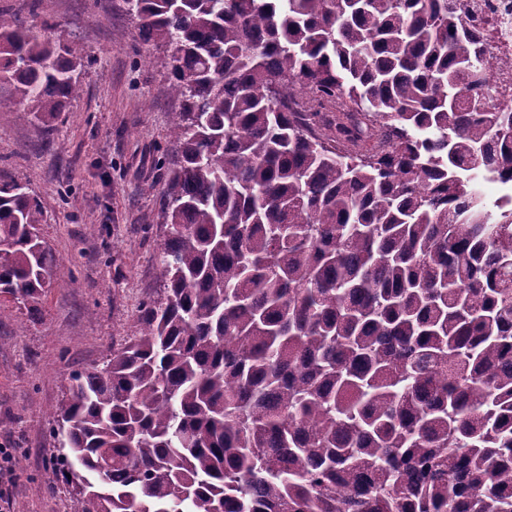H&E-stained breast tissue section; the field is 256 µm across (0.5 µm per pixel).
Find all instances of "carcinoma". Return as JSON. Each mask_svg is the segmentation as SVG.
<instances>
[{
  "label": "carcinoma",
  "instance_id": "carcinoma-1",
  "mask_svg": "<svg viewBox=\"0 0 512 512\" xmlns=\"http://www.w3.org/2000/svg\"><path fill=\"white\" fill-rule=\"evenodd\" d=\"M181 101L163 296L52 412L72 512H512V108L452 0H125ZM0 11L19 117L76 43ZM0 183V297L56 259Z\"/></svg>",
  "mask_w": 512,
  "mask_h": 512
}]
</instances>
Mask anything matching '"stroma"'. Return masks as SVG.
<instances>
[{
	"label": "stroma",
	"instance_id": "stroma-1",
	"mask_svg": "<svg viewBox=\"0 0 512 512\" xmlns=\"http://www.w3.org/2000/svg\"><path fill=\"white\" fill-rule=\"evenodd\" d=\"M0 11L55 22L53 38L84 49L81 93L50 123L18 119L17 94L0 86V181L41 200L39 232L59 261L38 304L0 302V448L14 455L0 512H70L49 411L67 402L73 372L137 335L140 303L162 286L164 161L180 102L170 47L142 41L125 0H0Z\"/></svg>",
	"mask_w": 512,
	"mask_h": 512
}]
</instances>
